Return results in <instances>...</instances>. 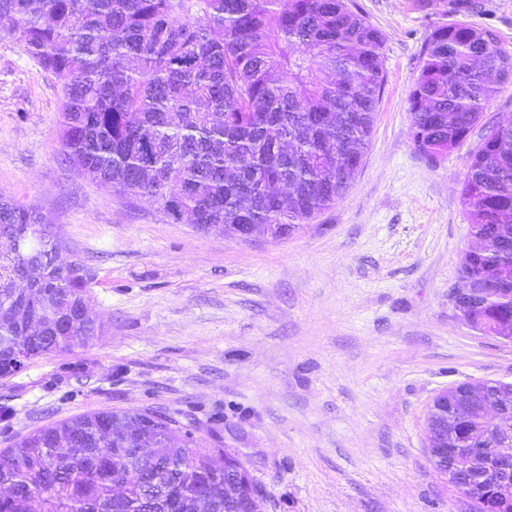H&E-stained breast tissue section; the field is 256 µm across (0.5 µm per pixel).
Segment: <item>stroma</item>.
<instances>
[{
  "mask_svg": "<svg viewBox=\"0 0 512 512\" xmlns=\"http://www.w3.org/2000/svg\"><path fill=\"white\" fill-rule=\"evenodd\" d=\"M463 22L512 53V0ZM384 36L386 81L363 164L298 231L243 241L172 224L146 199L86 180L58 137L61 83L0 22V197L57 225L92 274L107 331L0 378V451L100 409L176 419L237 456L263 512H469L425 446L432 399L512 381V343L457 316L472 246L460 193L472 133L432 160L413 143L409 95L447 0H352Z\"/></svg>",
  "mask_w": 512,
  "mask_h": 512,
  "instance_id": "35a3bbf8",
  "label": "stroma"
}]
</instances>
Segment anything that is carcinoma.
I'll return each instance as SVG.
<instances>
[{"instance_id":"cac0c4a2","label":"carcinoma","mask_w":512,"mask_h":512,"mask_svg":"<svg viewBox=\"0 0 512 512\" xmlns=\"http://www.w3.org/2000/svg\"><path fill=\"white\" fill-rule=\"evenodd\" d=\"M0 0L9 36L61 80L59 136L81 176L148 198L172 224L232 236L297 231L342 197L370 143L385 84L382 34L348 0ZM512 80V55L487 27L435 28L409 96L416 149L435 160L462 144ZM461 205L477 245L462 278L489 290L475 312L488 333L512 327V116L485 124L466 161ZM0 238L61 251L36 209L0 198ZM78 259L44 279L0 253V366L85 348L104 322ZM484 398L512 409L495 383ZM155 419L139 434L133 420ZM466 445L493 490L512 466V415ZM150 448L148 457L138 449ZM155 411L102 409L22 437L0 455V512H248L224 500V454Z\"/></svg>"}]
</instances>
